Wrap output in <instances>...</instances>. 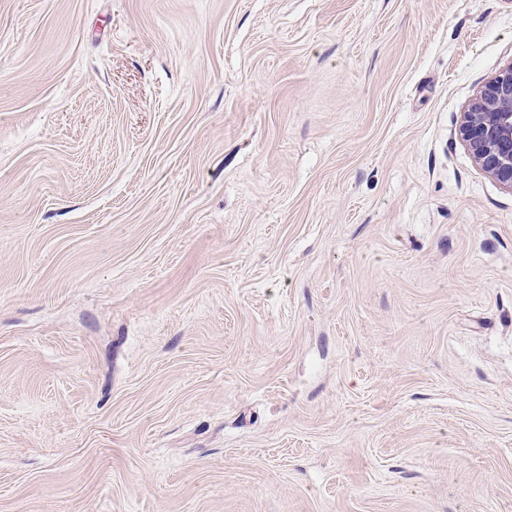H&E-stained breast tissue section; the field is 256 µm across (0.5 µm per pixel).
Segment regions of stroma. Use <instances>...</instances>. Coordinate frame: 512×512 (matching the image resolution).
<instances>
[{"label": "stroma", "instance_id": "1", "mask_svg": "<svg viewBox=\"0 0 512 512\" xmlns=\"http://www.w3.org/2000/svg\"><path fill=\"white\" fill-rule=\"evenodd\" d=\"M512 0H0V512H512ZM475 162L512 189V63L484 88L459 128Z\"/></svg>", "mask_w": 512, "mask_h": 512}]
</instances>
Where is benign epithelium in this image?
<instances>
[{"mask_svg":"<svg viewBox=\"0 0 512 512\" xmlns=\"http://www.w3.org/2000/svg\"><path fill=\"white\" fill-rule=\"evenodd\" d=\"M459 132L475 162L512 189V63L486 85L464 113Z\"/></svg>","mask_w":512,"mask_h":512,"instance_id":"7a95c632","label":"benign epithelium"}]
</instances>
